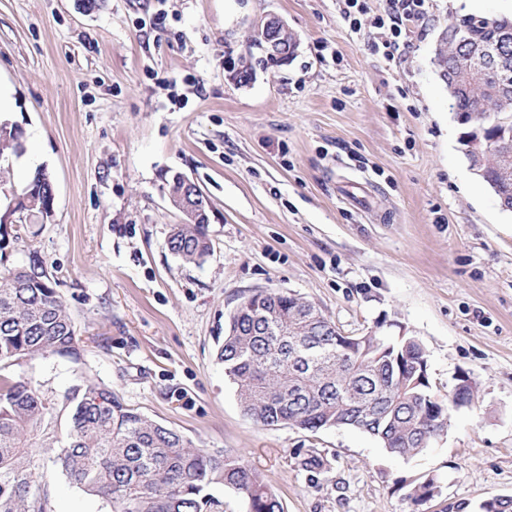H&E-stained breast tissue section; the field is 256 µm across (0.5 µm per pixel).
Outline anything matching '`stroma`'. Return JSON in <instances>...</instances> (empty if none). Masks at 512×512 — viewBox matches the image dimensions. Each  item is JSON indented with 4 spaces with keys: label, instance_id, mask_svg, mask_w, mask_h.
I'll list each match as a JSON object with an SVG mask.
<instances>
[{
    "label": "stroma",
    "instance_id": "1",
    "mask_svg": "<svg viewBox=\"0 0 512 512\" xmlns=\"http://www.w3.org/2000/svg\"><path fill=\"white\" fill-rule=\"evenodd\" d=\"M340 0H0V84L25 155L55 188L49 223L8 243L4 264L43 260L75 320L80 361L44 355L14 375L63 392L89 376L212 454L240 455L285 512H481L512 497V211L472 173L434 63L465 15L512 0H427L400 60L350 27ZM165 12L156 26L151 18ZM273 13L298 39L291 62L249 43ZM246 58L252 77L235 78ZM193 179L211 252L166 247L182 213L165 183ZM274 288L314 302L345 336L417 337L433 391L478 386L447 432L408 457L348 428L262 426L217 358L242 296ZM328 461L319 474L308 449ZM36 454L49 512H111ZM430 474L431 501L405 486Z\"/></svg>",
    "mask_w": 512,
    "mask_h": 512
}]
</instances>
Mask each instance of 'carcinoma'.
<instances>
[{
  "mask_svg": "<svg viewBox=\"0 0 512 512\" xmlns=\"http://www.w3.org/2000/svg\"><path fill=\"white\" fill-rule=\"evenodd\" d=\"M490 50L478 75H467L468 55ZM439 76L454 87L457 121L470 128L464 146L494 141L512 149V19L465 16L446 26L434 49ZM492 108L494 117L487 115ZM24 151L23 132L0 122V160ZM481 172L500 207L512 210V175L505 177L496 154H466ZM52 183L43 168L17 186L0 165L5 207L23 215L13 230L22 241L38 217L23 204L29 195L49 198ZM168 249L186 263L211 251L206 224H174ZM58 354L79 360L74 319L54 287L44 262L0 272V371L24 359ZM217 358L236 385L242 411L263 426L288 425L311 433L349 428L375 437L387 452L414 456L425 436L448 427L449 407L432 385L414 384L412 370L427 359L414 336L388 340L363 336L350 343L329 325L316 305L295 294L258 289L236 306ZM53 454L68 479L112 504L113 512H205L213 483L238 491L249 512H285L264 477L232 453L195 448L178 431L124 405L112 388L91 378L60 395L42 384L0 374V512H46L47 493L34 477V449ZM303 469L320 472L326 461L309 450ZM439 494L436 477L424 475L406 498L415 505Z\"/></svg>",
  "mask_w": 512,
  "mask_h": 512,
  "instance_id": "obj_1",
  "label": "carcinoma"
}]
</instances>
